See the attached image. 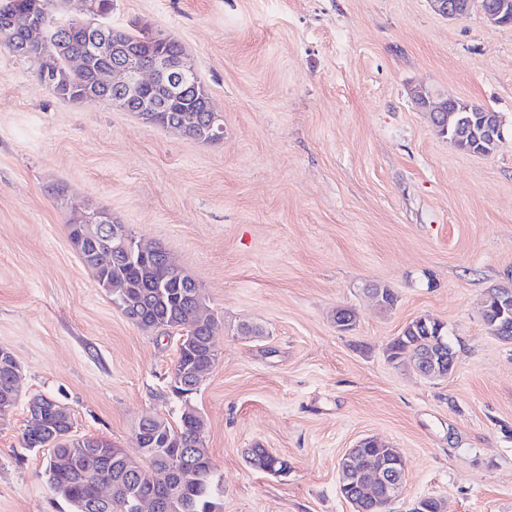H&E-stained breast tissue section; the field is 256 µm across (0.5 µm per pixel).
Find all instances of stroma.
Masks as SVG:
<instances>
[{
  "label": "stroma",
  "instance_id": "35a3bbf8",
  "mask_svg": "<svg viewBox=\"0 0 512 512\" xmlns=\"http://www.w3.org/2000/svg\"><path fill=\"white\" fill-rule=\"evenodd\" d=\"M109 21L174 36L224 134L199 143L59 98L0 46V345L23 394L0 419V512H73L47 450L23 443L32 395L135 458L143 416L174 425L194 407L224 512H352L339 462L367 437L407 463L391 512L424 497L512 512V341L482 317L487 290L512 285V27L429 0H113ZM420 85L499 112L498 150L451 146L414 103ZM74 204L156 242L202 288L217 357L189 399L170 387L178 337L128 321L71 244ZM421 316L448 331L446 378L387 358ZM249 448L290 473L252 469ZM442 16L456 20L466 16L473 8L471 0H430ZM251 466L259 472L275 477L287 476L292 468L288 458L269 450L260 464L252 461Z\"/></svg>",
  "mask_w": 512,
  "mask_h": 512
}]
</instances>
